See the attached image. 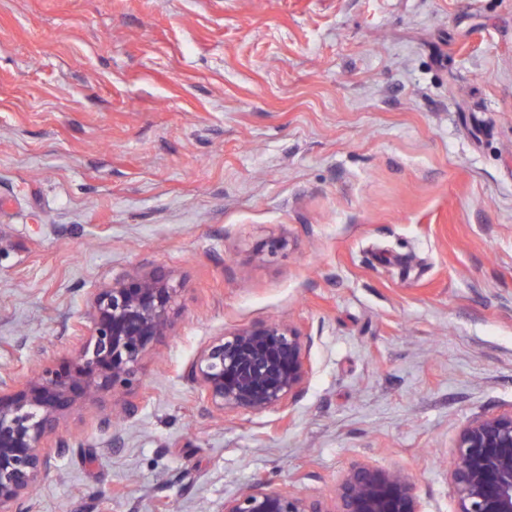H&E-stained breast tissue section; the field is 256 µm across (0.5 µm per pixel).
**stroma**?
Wrapping results in <instances>:
<instances>
[{"instance_id":"1","label":"stroma","mask_w":512,"mask_h":512,"mask_svg":"<svg viewBox=\"0 0 512 512\" xmlns=\"http://www.w3.org/2000/svg\"><path fill=\"white\" fill-rule=\"evenodd\" d=\"M0 233V372L71 361L112 278L180 287L23 512L329 497L356 462L453 512L460 427L512 410V0H0ZM273 318L313 339L303 397L207 409L198 351Z\"/></svg>"}]
</instances>
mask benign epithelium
I'll use <instances>...</instances> for the list:
<instances>
[{"instance_id": "1", "label": "benign epithelium", "mask_w": 512, "mask_h": 512, "mask_svg": "<svg viewBox=\"0 0 512 512\" xmlns=\"http://www.w3.org/2000/svg\"><path fill=\"white\" fill-rule=\"evenodd\" d=\"M267 238L263 255L285 249ZM179 288L167 275L137 271L91 295L88 336L67 369L42 367L23 382L0 376V512H18L50 466L45 448L61 418L90 397L135 384L145 354L172 328ZM311 339L291 322L266 321L224 332L196 356L189 376L203 404L222 414L285 410L305 392ZM454 512H512V411L481 416L459 430L448 454ZM221 512H423L414 478L395 467L357 463L330 500L259 479L224 501Z\"/></svg>"}]
</instances>
